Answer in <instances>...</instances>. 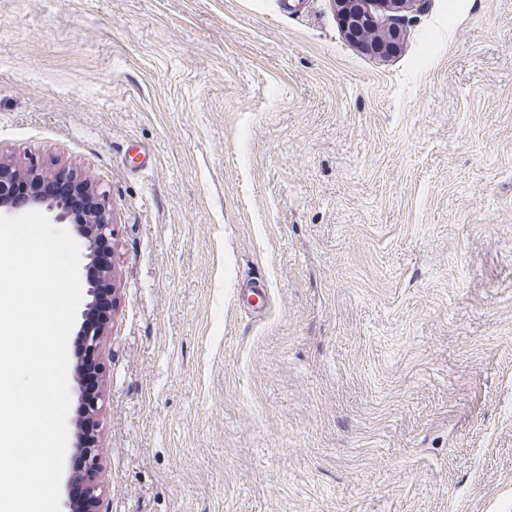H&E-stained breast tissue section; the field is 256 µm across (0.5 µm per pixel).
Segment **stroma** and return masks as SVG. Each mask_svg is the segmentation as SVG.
<instances>
[{
	"instance_id": "1",
	"label": "stroma",
	"mask_w": 512,
	"mask_h": 512,
	"mask_svg": "<svg viewBox=\"0 0 512 512\" xmlns=\"http://www.w3.org/2000/svg\"><path fill=\"white\" fill-rule=\"evenodd\" d=\"M299 3L0 0V157L112 205L99 512H512V0ZM423 0H336V9L344 30L352 38L369 35L362 40L364 49L386 55L396 50L403 39L402 28L395 23L400 13L408 12ZM375 13L386 21L378 26Z\"/></svg>"
}]
</instances>
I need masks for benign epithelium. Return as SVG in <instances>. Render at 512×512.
I'll return each mask as SVG.
<instances>
[{"mask_svg":"<svg viewBox=\"0 0 512 512\" xmlns=\"http://www.w3.org/2000/svg\"><path fill=\"white\" fill-rule=\"evenodd\" d=\"M422 0H336V9L344 30L352 38L369 32L362 40L364 49L373 54L386 55L396 50L403 39L402 28L395 19L403 12L418 6ZM20 175V170L9 161L0 158V215L12 217L16 207L13 200L3 192V185ZM82 187L92 200L91 209L82 217L72 212L69 200L60 194H32L27 206L50 215L54 224H70L75 236L84 248V258L95 264L99 259L100 246L112 243V212L106 197L95 193L94 184L85 179ZM90 301L81 312L79 334L86 337L90 352H99L101 339L109 329V319L99 318L100 293L112 289V263L101 266L100 277L87 282ZM103 397L97 390L88 401L85 417L72 423V459L79 465L70 469L68 483H77L81 493L67 494L64 512H98L101 496L99 484L100 448L88 447L84 442V432L98 426L96 413Z\"/></svg>","mask_w":512,"mask_h":512,"instance_id":"benign-epithelium-1","label":"benign epithelium"}]
</instances>
